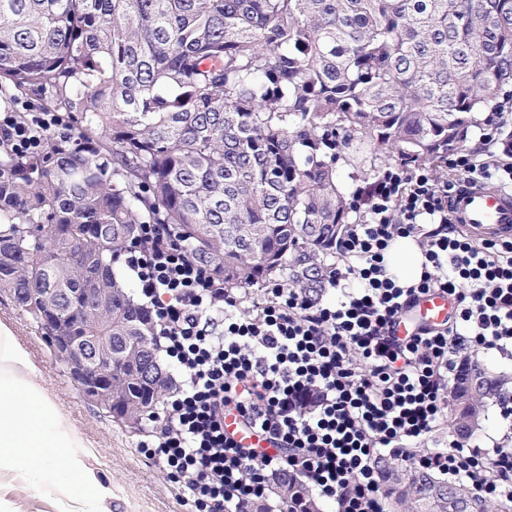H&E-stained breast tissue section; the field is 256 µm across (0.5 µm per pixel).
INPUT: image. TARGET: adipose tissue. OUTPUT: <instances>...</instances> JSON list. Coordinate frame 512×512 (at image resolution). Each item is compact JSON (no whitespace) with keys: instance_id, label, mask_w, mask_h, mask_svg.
Returning a JSON list of instances; mask_svg holds the SVG:
<instances>
[{"instance_id":"adipose-tissue-1","label":"adipose tissue","mask_w":512,"mask_h":512,"mask_svg":"<svg viewBox=\"0 0 512 512\" xmlns=\"http://www.w3.org/2000/svg\"><path fill=\"white\" fill-rule=\"evenodd\" d=\"M425 258L411 237L392 242L388 272L399 284L417 283ZM53 498L59 512H102L111 494L87 463L72 422L35 379L28 350L0 325V474Z\"/></svg>"}]
</instances>
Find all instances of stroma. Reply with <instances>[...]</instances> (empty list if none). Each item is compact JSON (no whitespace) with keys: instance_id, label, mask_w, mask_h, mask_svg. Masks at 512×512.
Wrapping results in <instances>:
<instances>
[{"instance_id":"1","label":"stroma","mask_w":512,"mask_h":512,"mask_svg":"<svg viewBox=\"0 0 512 512\" xmlns=\"http://www.w3.org/2000/svg\"><path fill=\"white\" fill-rule=\"evenodd\" d=\"M0 323L29 350L44 392L76 425L87 446V462L111 487L106 512H188L178 488L139 451L141 435L129 433L96 404L87 401L70 375L63 372L49 343L11 294L0 291ZM0 497L15 512H56L54 504L25 482L0 476Z\"/></svg>"}]
</instances>
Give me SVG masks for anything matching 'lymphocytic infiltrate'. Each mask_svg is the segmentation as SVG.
Segmentation results:
<instances>
[{
	"label": "lymphocytic infiltrate",
	"instance_id": "1",
	"mask_svg": "<svg viewBox=\"0 0 512 512\" xmlns=\"http://www.w3.org/2000/svg\"><path fill=\"white\" fill-rule=\"evenodd\" d=\"M21 105L10 98L0 128L13 150L40 152L60 117L32 111L20 122ZM511 122V113L498 112L485 135L506 162L463 148L448 157L451 180L423 165L385 168L371 185L365 223L337 240V260L317 288L278 280L224 286L167 225H143L125 265L178 374L143 453L195 512H254L288 472L336 512H384L383 458L512 500V448L487 453L454 438L429 444L448 423L463 357L478 347L512 353V241L474 239L448 215L457 179L512 190V135L502 133ZM409 236L426 263L420 281L403 286L389 276L384 254ZM434 290L456 297L452 319L396 336L403 313ZM233 410L271 449L244 447L225 433Z\"/></svg>",
	"mask_w": 512,
	"mask_h": 512
}]
</instances>
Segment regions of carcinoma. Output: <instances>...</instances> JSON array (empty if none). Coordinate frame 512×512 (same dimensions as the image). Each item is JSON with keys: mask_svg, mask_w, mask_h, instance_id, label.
I'll return each instance as SVG.
<instances>
[{"mask_svg": "<svg viewBox=\"0 0 512 512\" xmlns=\"http://www.w3.org/2000/svg\"><path fill=\"white\" fill-rule=\"evenodd\" d=\"M512 85V0H0V86L45 95L67 131L21 155L0 139V289L48 341L110 336L106 393L131 433L171 389L157 328L115 264L167 224L236 288H315L362 224L340 171L370 158L442 167ZM87 288L112 298V314ZM500 372L450 390L482 430ZM390 512H512L463 483L387 471ZM288 512H320L291 477Z\"/></svg>", "mask_w": 512, "mask_h": 512, "instance_id": "obj_1", "label": "carcinoma"}]
</instances>
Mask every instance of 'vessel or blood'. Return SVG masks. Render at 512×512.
Segmentation results:
<instances>
[{"label":"vessel or blood","mask_w":512,"mask_h":512,"mask_svg":"<svg viewBox=\"0 0 512 512\" xmlns=\"http://www.w3.org/2000/svg\"><path fill=\"white\" fill-rule=\"evenodd\" d=\"M448 212L454 223L475 236L489 239L512 237V192L489 183L461 180L448 197ZM456 309L455 299L443 292L432 291L418 299L407 317L401 318L397 336H410L423 327L443 325ZM226 433L244 446L258 445L259 440L246 428L238 415L224 418Z\"/></svg>","instance_id":"1"}]
</instances>
